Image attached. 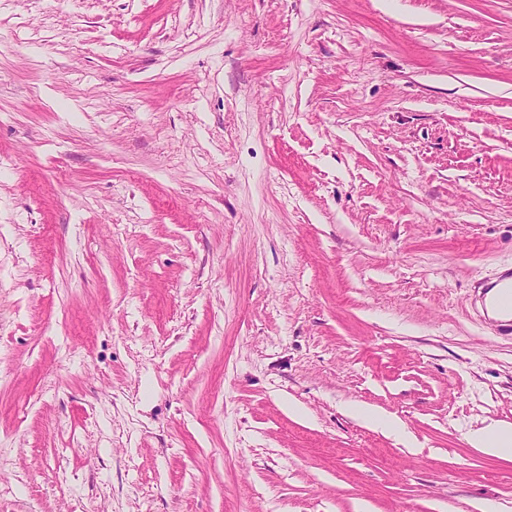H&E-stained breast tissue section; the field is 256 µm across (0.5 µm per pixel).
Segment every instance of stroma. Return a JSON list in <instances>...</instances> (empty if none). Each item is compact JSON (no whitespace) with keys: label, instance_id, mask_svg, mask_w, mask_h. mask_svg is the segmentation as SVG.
<instances>
[{"label":"stroma","instance_id":"stroma-1","mask_svg":"<svg viewBox=\"0 0 512 512\" xmlns=\"http://www.w3.org/2000/svg\"><path fill=\"white\" fill-rule=\"evenodd\" d=\"M507 268L512 0H0V512H512ZM509 279H511L510 283L508 281ZM500 282H502V284L499 287L500 290L498 295L490 301L488 299L489 292ZM480 300L487 315L489 312L493 313L495 310L505 313L507 318L500 319L498 322L505 327L506 331H509V333L512 334V274H505L497 281L486 284L485 287L482 288ZM469 442L486 454L512 457V427L482 426L470 432Z\"/></svg>","mask_w":512,"mask_h":512}]
</instances>
